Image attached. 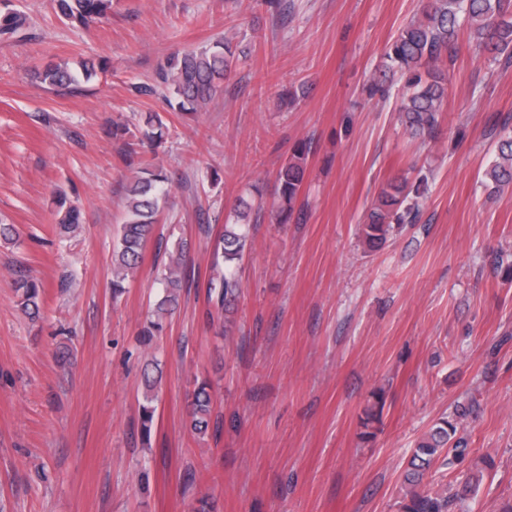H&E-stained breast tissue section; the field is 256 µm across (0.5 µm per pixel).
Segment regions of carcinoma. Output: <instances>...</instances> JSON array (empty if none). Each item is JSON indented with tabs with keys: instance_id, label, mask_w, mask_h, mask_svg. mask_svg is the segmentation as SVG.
Listing matches in <instances>:
<instances>
[{
	"instance_id": "carcinoma-1",
	"label": "carcinoma",
	"mask_w": 512,
	"mask_h": 512,
	"mask_svg": "<svg viewBox=\"0 0 512 512\" xmlns=\"http://www.w3.org/2000/svg\"><path fill=\"white\" fill-rule=\"evenodd\" d=\"M59 15L70 23L88 26L108 15L112 0H56ZM466 24L469 42L476 55L489 53L494 59L512 64V0H425L421 15L408 23L383 50L384 64L366 87L368 96L384 97L394 77L403 81L406 93L399 111L406 118L410 134L422 141L436 138L443 106L448 98V72L441 63L453 60L461 24ZM27 24L20 12H9L0 17V38L9 39ZM239 56L232 51L230 41L219 40L192 50L171 55L159 72L160 82L175 101L178 112H201L212 101L220 84L229 79L236 69ZM96 75L95 63L80 60L75 63L50 64L36 72L37 79L53 90L69 89L81 81H90ZM509 121L500 124L503 135L498 141L497 156L485 171V178L496 191L512 184V130ZM139 148L158 155L170 136L162 117L151 112L137 127ZM138 151L128 147L126 164L135 168L124 202V217L117 233V244L112 252V294L122 291L123 283L138 271L145 243L151 236L158 214L170 198L171 184L158 163L137 158ZM310 146L297 143L288 158L280 165L276 179L278 200L273 218L278 224L291 219L305 179ZM425 177L419 176L410 184L390 182L378 193L368 220L362 225V235L371 249L381 246L394 224H414L419 220L417 198ZM251 206L241 202L235 207V222L224 225V232L216 241L207 282L208 300L218 314L224 315V335L232 333L230 318L241 289L234 267L243 259L248 239ZM83 221L76 205L66 208L58 219L59 233L73 232ZM188 244L176 243L169 253V262L159 278L162 295L155 304L153 318L142 330L143 343L149 345L162 335L166 320L179 304L186 280ZM18 305L32 320L40 318L43 309L44 288L39 282L22 276L16 281ZM158 363L143 371L146 404L140 414L141 434L148 437L154 421L153 391L158 382L154 369ZM213 395L211 385L200 384L194 391L188 427L192 434L204 437L217 434L218 426L211 425ZM466 452L463 440L457 437L456 423L442 418L419 442L406 475L408 489L401 504V512H449L448 492L431 491L423 487L426 468L444 455L462 456Z\"/></svg>"
}]
</instances>
